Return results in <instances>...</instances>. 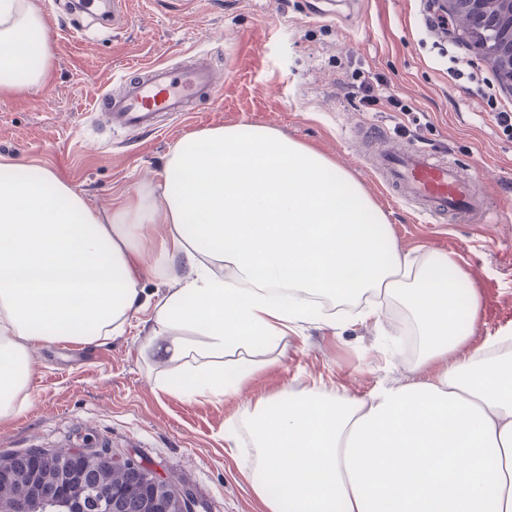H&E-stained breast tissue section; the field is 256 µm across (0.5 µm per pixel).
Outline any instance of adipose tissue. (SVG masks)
<instances>
[{
	"label": "adipose tissue",
	"instance_id": "obj_1",
	"mask_svg": "<svg viewBox=\"0 0 512 512\" xmlns=\"http://www.w3.org/2000/svg\"><path fill=\"white\" fill-rule=\"evenodd\" d=\"M51 61L34 0H0V96L44 87ZM145 272L179 280L142 345L167 367L156 387L238 400L224 437H249L240 470L268 512H512V332L469 349L457 304L469 290L474 318L480 300L456 258L401 250L349 173L267 126L176 142L156 189L108 217L48 168L0 161V420L28 405L31 346L121 335ZM392 306L431 377L364 398L314 385L240 401L257 353L306 324L376 321Z\"/></svg>",
	"mask_w": 512,
	"mask_h": 512
}]
</instances>
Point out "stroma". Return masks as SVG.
I'll list each match as a JSON object with an SVG mask.
<instances>
[{
  "label": "stroma",
  "mask_w": 512,
  "mask_h": 512,
  "mask_svg": "<svg viewBox=\"0 0 512 512\" xmlns=\"http://www.w3.org/2000/svg\"><path fill=\"white\" fill-rule=\"evenodd\" d=\"M53 52L52 76L34 93L0 98V156L50 169L107 214L117 198L155 186L169 148L207 127L253 123L275 128L336 162L387 213L402 250L455 254L480 297L469 348L512 329V221L435 224L381 187L354 136L365 125L468 168L512 210V140L494 106L512 105L472 39L441 37L426 0H133L120 23L101 5L36 0ZM207 52L226 65L223 99L162 115L153 130L113 134L92 110L131 63L179 64ZM472 78L454 79L456 62ZM383 77L410 115L368 112L349 91L359 75ZM496 105H489V96ZM148 312L100 344L38 345L29 405L0 422V459L41 448L90 449L154 466L189 488L194 512H266L228 455L231 400L187 398L154 388L141 349ZM402 324L355 323L333 331L305 325L286 354H264L246 385L257 400L284 387L318 385L364 397L379 381L416 379L413 336Z\"/></svg>",
  "instance_id": "35a3bbf8"
}]
</instances>
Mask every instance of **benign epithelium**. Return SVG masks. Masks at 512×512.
Instances as JSON below:
<instances>
[{
    "label": "benign epithelium",
    "mask_w": 512,
    "mask_h": 512,
    "mask_svg": "<svg viewBox=\"0 0 512 512\" xmlns=\"http://www.w3.org/2000/svg\"><path fill=\"white\" fill-rule=\"evenodd\" d=\"M431 6L451 26L450 32L478 34L491 44V51L482 56V60L496 73H505L501 81L505 91L512 94V0H431ZM27 459L28 468L33 472H45L52 468L58 473L48 498L41 500L26 493L2 497L0 512H39L41 509L85 512L84 498L95 497V492L80 488L78 482L73 480V473L78 470L74 465L76 461L84 468L96 467L103 474L145 470L151 490L143 495V512L191 510L186 492L178 493L185 507H173V500L167 494L168 483L155 471L133 459L95 461L81 452L48 453L41 449L29 451ZM123 496L124 490L114 486L109 495L97 500V509L99 512H116Z\"/></svg>",
    "instance_id": "7a95c632"
}]
</instances>
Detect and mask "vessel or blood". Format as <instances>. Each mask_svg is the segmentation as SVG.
<instances>
[{"mask_svg": "<svg viewBox=\"0 0 512 512\" xmlns=\"http://www.w3.org/2000/svg\"><path fill=\"white\" fill-rule=\"evenodd\" d=\"M118 91H105L93 102V111L115 132L147 128L157 115L190 111L200 99L218 100L222 83L216 64L204 53L190 54L186 63L129 67ZM378 169L390 187L402 190L418 203L427 218L469 210L483 223L497 221L490 196L477 192L458 167L417 146L386 149L377 158Z\"/></svg>", "mask_w": 512, "mask_h": 512, "instance_id": "obj_1", "label": "vessel or blood"}]
</instances>
